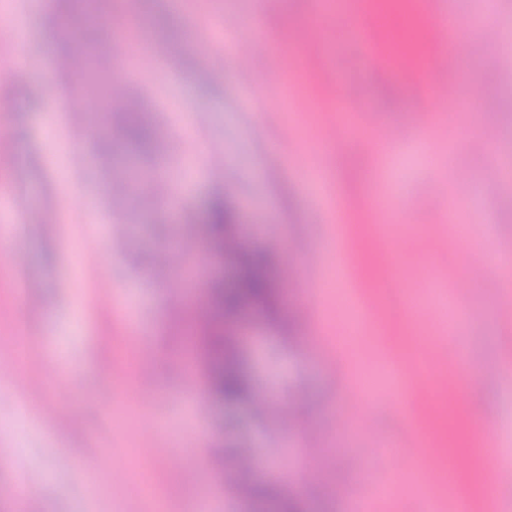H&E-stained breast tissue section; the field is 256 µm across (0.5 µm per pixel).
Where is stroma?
<instances>
[{
    "mask_svg": "<svg viewBox=\"0 0 512 512\" xmlns=\"http://www.w3.org/2000/svg\"><path fill=\"white\" fill-rule=\"evenodd\" d=\"M0 0V61L33 56L35 70L0 86V188L12 216L0 257V365L38 378L36 396L54 403L32 419L0 380V512H20L19 470L33 483L30 512H195L208 490L214 512H262L241 485L300 496L304 512H425L405 487L382 492L388 473L416 453L400 406L422 365L459 377L489 441L460 474L485 496V512H512V0H491L499 29L484 55L450 59L460 99L420 112L399 83L375 76L330 23L338 81L366 105L356 134L327 145L323 114L294 108L282 47L310 21V0H276L268 50L233 58L228 39L248 36L256 0H107L116 36L133 17L153 46L126 86L154 132L152 146L121 156L107 135L85 134V115L64 107L81 90L51 60L82 36L59 0ZM402 128V147H373L376 120ZM431 135L410 149L414 124ZM71 147L50 150L45 131ZM222 149L221 170L185 178L183 162ZM159 176L164 196L115 188L128 176ZM447 194L435 191L436 185ZM239 214L241 245L268 251L281 291L275 320L248 308L228 326L258 391L298 394L306 409L283 424L278 408L233 409L205 393L195 345L199 305L184 300L187 278L201 289L229 280L199 218L213 196ZM372 205L400 240L406 304L379 298L383 327L351 313L343 283L366 289L392 269L382 254L337 255L354 232L351 209ZM191 239L196 253L182 250ZM170 449L175 461L160 456Z\"/></svg>",
    "mask_w": 512,
    "mask_h": 512,
    "instance_id": "obj_1",
    "label": "stroma"
}]
</instances>
